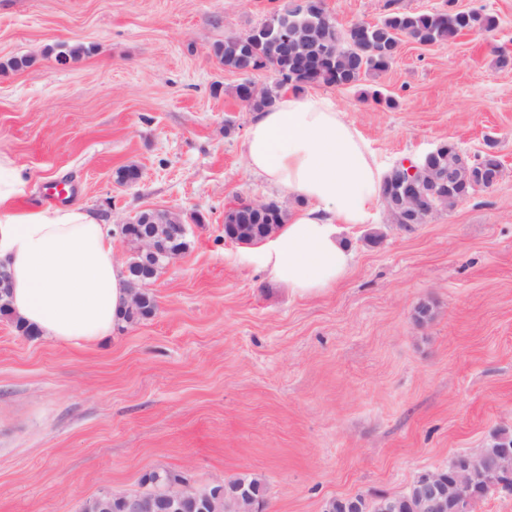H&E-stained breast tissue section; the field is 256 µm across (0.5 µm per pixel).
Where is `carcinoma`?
Instances as JSON below:
<instances>
[{
	"mask_svg": "<svg viewBox=\"0 0 512 512\" xmlns=\"http://www.w3.org/2000/svg\"><path fill=\"white\" fill-rule=\"evenodd\" d=\"M292 0H285L282 7L261 24L266 29L264 38L252 39L248 33L233 34L218 43L214 52L224 68L239 74L270 69L276 75V86L255 93H248L246 85L236 87L237 98L251 111H259L274 103L276 90L284 85L296 89L323 84L350 87L365 75L380 76L397 62L402 38H410L420 44H433L452 39L464 31L482 29L492 31L497 18L485 12L467 11L463 14L448 12L394 11L374 24L351 25L340 28L332 25L328 41L335 52L325 47L317 49L311 71L300 69L293 58L277 51L279 22L288 15ZM246 483L258 491L256 498L264 496V486L256 478L241 477L224 483L228 493Z\"/></svg>",
	"mask_w": 512,
	"mask_h": 512,
	"instance_id": "carcinoma-1",
	"label": "carcinoma"
}]
</instances>
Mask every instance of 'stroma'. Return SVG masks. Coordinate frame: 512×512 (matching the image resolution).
<instances>
[{
	"label": "stroma",
	"instance_id": "obj_1",
	"mask_svg": "<svg viewBox=\"0 0 512 512\" xmlns=\"http://www.w3.org/2000/svg\"><path fill=\"white\" fill-rule=\"evenodd\" d=\"M283 3L0 0V152L29 179L21 207L64 183L100 223L152 206L189 226L149 288L154 313L102 342L30 338L0 317V512H78L154 470L257 477L263 512H322L404 493L512 431V0H324L341 28L394 10L495 15L493 31L404 41L387 73L320 91L386 167L450 142L494 149L503 175L423 224L380 207L346 226L353 266L304 297L224 236L241 201L289 200L247 172L243 77L212 48ZM74 44L87 54L58 64ZM22 55L33 66L2 69ZM131 165L140 180L116 184Z\"/></svg>",
	"mask_w": 512,
	"mask_h": 512
}]
</instances>
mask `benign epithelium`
Segmentation results:
<instances>
[{
  "mask_svg": "<svg viewBox=\"0 0 512 512\" xmlns=\"http://www.w3.org/2000/svg\"><path fill=\"white\" fill-rule=\"evenodd\" d=\"M313 4V0H293L292 14L281 21V41L290 51H295V38L300 36L298 17ZM448 154V165L434 166L432 157ZM503 167L501 160L491 163L481 161V156L468 157L454 144H442L425 155L423 165L404 161L393 167L386 179L388 190L382 195L386 211L393 223L402 226L423 224L432 214L419 193V186L430 181L448 191L442 200L453 208L467 200L459 191L461 186L489 189L499 182ZM140 224L134 259L127 260L126 268L131 275L133 304L141 303L147 288L157 278L153 260L163 254L171 260L181 254L173 248L176 234L189 232L181 216L168 209L149 207L141 210L138 217L119 225V231L127 232L131 225ZM450 468L429 471L415 478L408 493L390 498L383 503L384 512H472L476 502L484 497L481 483L494 485L512 492V445L502 435L494 438L489 447L467 450L453 456ZM255 496L251 487L239 486L232 496L224 492V484L218 483L201 491L180 477L166 482L155 495L132 494L124 499V512H183L190 507L196 512H255ZM347 512H360L361 502L356 497L327 502L323 512L335 508Z\"/></svg>",
  "mask_w": 512,
  "mask_h": 512,
  "instance_id": "benign-epithelium-1",
  "label": "benign epithelium"
}]
</instances>
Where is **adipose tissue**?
<instances>
[{
    "label": "adipose tissue",
    "instance_id": "adipose-tissue-1",
    "mask_svg": "<svg viewBox=\"0 0 512 512\" xmlns=\"http://www.w3.org/2000/svg\"><path fill=\"white\" fill-rule=\"evenodd\" d=\"M244 157L253 175L295 200L266 242L263 269L301 295L334 286L354 259L340 227L369 222L387 169L319 93L278 92L255 113ZM27 193L22 169L0 153V266L11 276L14 315L58 343L106 338L130 300L106 225L79 205L17 209Z\"/></svg>",
    "mask_w": 512,
    "mask_h": 512
}]
</instances>
